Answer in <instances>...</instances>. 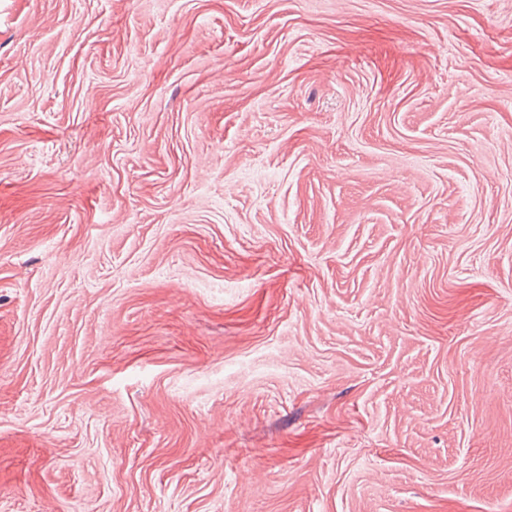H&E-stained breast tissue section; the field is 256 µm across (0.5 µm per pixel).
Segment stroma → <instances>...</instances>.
<instances>
[{
  "instance_id": "1",
  "label": "stroma",
  "mask_w": 512,
  "mask_h": 512,
  "mask_svg": "<svg viewBox=\"0 0 512 512\" xmlns=\"http://www.w3.org/2000/svg\"><path fill=\"white\" fill-rule=\"evenodd\" d=\"M0 512H512V0H0Z\"/></svg>"
}]
</instances>
